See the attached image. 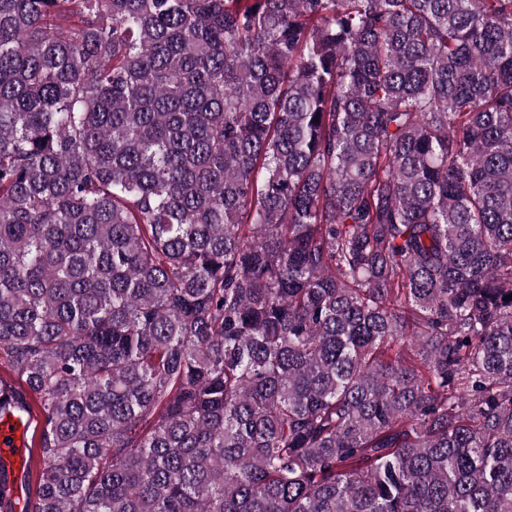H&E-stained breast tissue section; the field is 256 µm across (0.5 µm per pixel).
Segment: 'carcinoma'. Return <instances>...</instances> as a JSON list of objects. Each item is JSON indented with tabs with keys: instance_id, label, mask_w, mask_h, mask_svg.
I'll return each mask as SVG.
<instances>
[{
	"instance_id": "obj_1",
	"label": "carcinoma",
	"mask_w": 512,
	"mask_h": 512,
	"mask_svg": "<svg viewBox=\"0 0 512 512\" xmlns=\"http://www.w3.org/2000/svg\"><path fill=\"white\" fill-rule=\"evenodd\" d=\"M510 295L512 0H0L24 512H512Z\"/></svg>"
}]
</instances>
